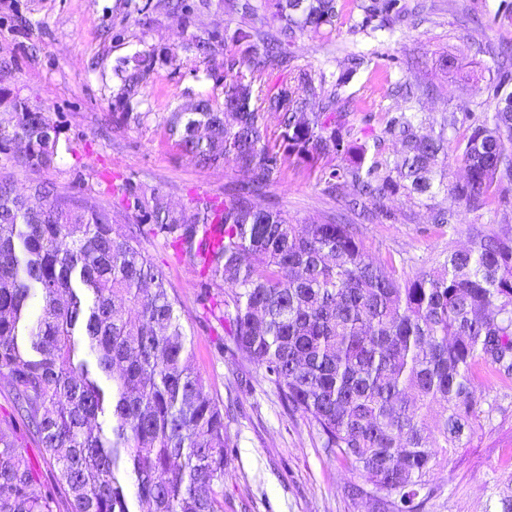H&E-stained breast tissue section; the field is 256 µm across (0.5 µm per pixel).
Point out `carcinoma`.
Listing matches in <instances>:
<instances>
[{"mask_svg":"<svg viewBox=\"0 0 512 512\" xmlns=\"http://www.w3.org/2000/svg\"><path fill=\"white\" fill-rule=\"evenodd\" d=\"M276 32L239 28L244 46L224 55L210 77L224 85L222 106L201 97L189 112L163 118L169 138L202 167L227 161L249 175L219 206L197 198L188 209L129 185L122 208L200 267L204 297L224 294L217 319L234 355L261 371L282 406L316 431L321 447L360 482L352 499L373 512H424L427 476L438 460L473 445L491 420L480 385L512 380V93L492 89L489 112L442 117L421 133L417 112L390 116L379 134L345 128L352 99L341 84L301 70L257 99L268 67L291 65L297 33L333 29L339 0H268ZM188 19L205 3L167 0ZM256 23L253 0H232ZM372 30L424 10L406 0H356ZM257 35L260 44L251 41ZM152 59L118 67L122 121L141 123ZM13 158L48 167L59 153L57 126L44 109L15 98ZM276 112L282 142L270 143L266 113ZM343 128L345 133L336 129ZM453 136H448V132ZM400 144L388 158L385 138ZM464 178L448 180V152ZM336 154L326 190L341 209L322 223L295 224L252 198L277 180L291 156ZM431 210L432 223L462 231L454 206H491L497 224L469 227L468 245L412 275L366 254L356 221L391 217L398 191ZM454 204L435 202L439 192ZM112 210L44 182L19 192L0 180V376L17 413L57 470L56 487L38 478L13 432L0 427V512H224V468L231 447L224 406L191 367L192 343L178 298L162 271L135 246L137 231L114 229Z\"/></svg>","mask_w":512,"mask_h":512,"instance_id":"1","label":"carcinoma"}]
</instances>
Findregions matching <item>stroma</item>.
Segmentation results:
<instances>
[{
  "mask_svg": "<svg viewBox=\"0 0 512 512\" xmlns=\"http://www.w3.org/2000/svg\"><path fill=\"white\" fill-rule=\"evenodd\" d=\"M137 2L148 6L151 25L139 24L125 0H0V63L8 68L4 86L10 93L0 101V117L10 112L13 96L44 105L61 144L47 168H25L0 153V178L21 191L53 183L60 192L112 209L126 227L140 222L120 206L126 183L162 187L165 202L178 210L203 196L223 202L245 179L230 162L219 168L196 165L163 128L164 115L174 107L202 96L222 104L221 88L207 76L211 64L197 55L192 39L215 29L234 31L240 17L228 0H209L208 9L185 25L167 14L163 0ZM341 2L335 30L305 32L291 51L294 68L330 84L344 79L343 92L353 98L347 122L358 133L380 132L395 112H417L435 122L446 112L479 111L489 86L500 82L493 56L512 46V10L502 11L501 0H428L433 9L422 18L373 34L359 29L353 0ZM169 50L177 52L178 66L162 62ZM148 54L154 62L141 106L147 119L130 126L112 122L121 86L115 66ZM352 54L370 56L373 67L345 74L341 62ZM449 57L455 61L450 69L444 65ZM412 77L423 84L417 98L388 93L390 84ZM503 85L512 91V78ZM339 162L333 155L315 164L290 159L256 202L301 224L326 220L338 203L324 191L322 170ZM388 206L390 221L360 227L373 260L414 266L431 262L449 245L467 244L463 234L448 239L432 225L430 211L405 196L393 197ZM137 243L178 297L193 367L229 417L234 446L224 472V512H370L368 503L351 498L353 474L321 448L312 426L288 415L260 371L224 347V330L201 299L198 268L163 239L142 235ZM481 395L495 407L492 419L481 441L433 468L429 483L435 493L425 512H495L499 491L512 480V385L491 380ZM1 425L14 426L40 487H54L55 469L18 425L11 386L0 376Z\"/></svg>",
  "mask_w": 512,
  "mask_h": 512,
  "instance_id": "35a3bbf8",
  "label": "stroma"
}]
</instances>
